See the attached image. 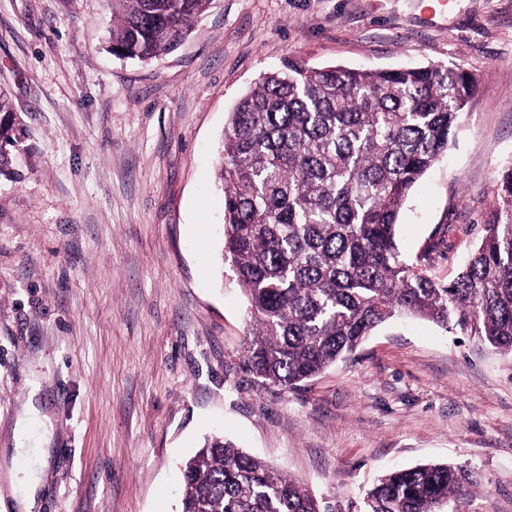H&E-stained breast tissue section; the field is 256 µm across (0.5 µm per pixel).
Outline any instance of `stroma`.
Masks as SVG:
<instances>
[{"mask_svg": "<svg viewBox=\"0 0 512 512\" xmlns=\"http://www.w3.org/2000/svg\"><path fill=\"white\" fill-rule=\"evenodd\" d=\"M111 29L112 0H0L28 132L0 176V512L35 473L34 512H180V465L214 434L335 512L437 462L478 474L462 512H512V355L470 329L385 324L297 389L245 373L217 179L229 113L285 58L464 68L476 93L398 232L454 279L512 162V0H215L147 62L112 55Z\"/></svg>", "mask_w": 512, "mask_h": 512, "instance_id": "35a3bbf8", "label": "stroma"}]
</instances>
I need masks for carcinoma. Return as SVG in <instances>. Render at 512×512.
<instances>
[{"label": "carcinoma", "instance_id": "obj_1", "mask_svg": "<svg viewBox=\"0 0 512 512\" xmlns=\"http://www.w3.org/2000/svg\"><path fill=\"white\" fill-rule=\"evenodd\" d=\"M213 0H112V53L141 61L177 48ZM476 89L461 67H315L289 59L261 75L230 113L218 171L224 260L249 306L244 366L295 388L348 359L378 326L419 316L468 327L512 354V165L502 207L448 283L430 252L407 262L396 229L415 184L448 150ZM0 92V175L21 129ZM182 512H323L297 479L222 436L183 467ZM479 483L450 463L395 469L365 512H448Z\"/></svg>", "mask_w": 512, "mask_h": 512}]
</instances>
